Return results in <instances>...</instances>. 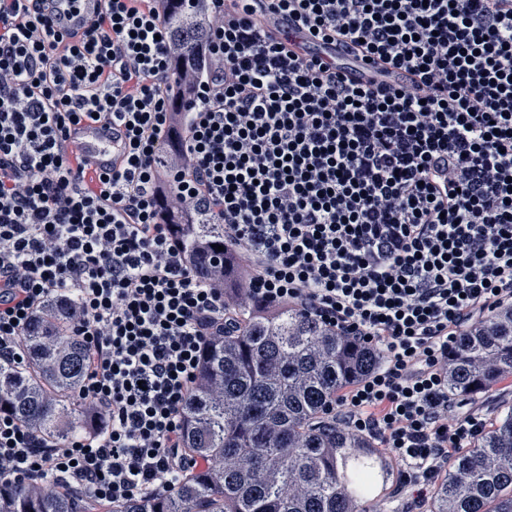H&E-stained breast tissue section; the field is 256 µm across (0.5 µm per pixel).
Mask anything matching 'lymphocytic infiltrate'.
Here are the masks:
<instances>
[{
    "instance_id": "1",
    "label": "lymphocytic infiltrate",
    "mask_w": 512,
    "mask_h": 512,
    "mask_svg": "<svg viewBox=\"0 0 512 512\" xmlns=\"http://www.w3.org/2000/svg\"><path fill=\"white\" fill-rule=\"evenodd\" d=\"M49 0H0V359L60 296L103 430L59 445L0 411V484L115 503L173 486L201 350L233 310L179 231L209 211L244 254L246 302L294 308L378 351L328 412L395 465L417 512L490 424L448 395L459 336L512 307V0H103L62 33ZM341 38L401 84L358 86L262 19ZM190 75L185 104L172 75ZM99 116L127 151L103 175L63 149ZM204 5L197 6L176 4L171 15L172 26L178 37L186 35L188 39L200 38L205 31L202 22V11Z\"/></svg>"
}]
</instances>
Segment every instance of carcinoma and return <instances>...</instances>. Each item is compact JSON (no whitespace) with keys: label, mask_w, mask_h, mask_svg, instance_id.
Instances as JSON below:
<instances>
[{"label":"carcinoma","mask_w":512,"mask_h":512,"mask_svg":"<svg viewBox=\"0 0 512 512\" xmlns=\"http://www.w3.org/2000/svg\"><path fill=\"white\" fill-rule=\"evenodd\" d=\"M204 5L177 4L176 35L204 34ZM224 245L218 224L182 232ZM68 305L48 301L30 325L22 366L0 361V408L64 444L92 430L94 409L75 400L86 349L67 335ZM376 351L330 332L288 308L260 312L239 305L235 323L208 337L198 386L183 409L189 466L175 486L133 502L105 504L45 484L0 485V512H371L365 459L389 458L326 414L330 403L365 377ZM512 375V310L494 314L458 338L448 361V395L471 396ZM426 512H512V406L472 448L453 455Z\"/></svg>","instance_id":"1"}]
</instances>
